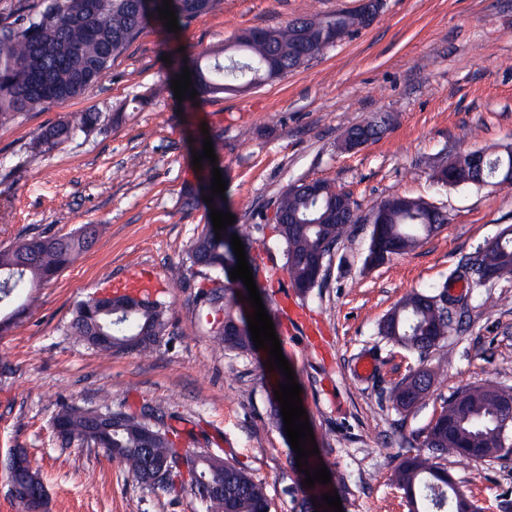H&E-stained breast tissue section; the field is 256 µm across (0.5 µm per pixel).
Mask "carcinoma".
Here are the masks:
<instances>
[{
    "label": "carcinoma",
    "instance_id": "1",
    "mask_svg": "<svg viewBox=\"0 0 512 512\" xmlns=\"http://www.w3.org/2000/svg\"><path fill=\"white\" fill-rule=\"evenodd\" d=\"M217 0H172L179 20L208 14ZM157 9H146L141 0H38L18 3L9 14L0 15V122L19 112H30L48 103H65L82 96L97 84L113 61L155 18ZM364 24L361 14L336 12L316 18H297L279 30L249 29L237 34L227 46L225 58L189 60L200 92L217 94L237 86H259L296 70L313 55L335 45L336 32L349 33ZM99 112H84L73 121L62 120L46 128L38 142L57 147L78 132H91L101 125ZM389 117H375L352 125L342 142L364 145L379 138ZM483 172L468 180H448L455 159L432 170L431 178L451 187L512 185V151H484ZM359 221L349 194L323 180L291 184L275 202L271 229L282 253L283 268L291 286L306 293L320 285L314 267L331 257ZM448 223L441 208L423 198L394 195L376 204L371 215L372 233L367 267L392 255L413 250L422 239ZM261 224H234L216 239L214 228L203 230L188 246L186 261L224 275L203 296L212 306L224 303V321L214 331L218 345L250 352L255 347L248 329L247 313L235 311L238 295L229 278L237 259L231 235H237L245 252L268 248ZM97 226L52 235L21 239L0 248V331L6 330L26 306L11 307L15 298L39 288L57 276L93 244ZM494 279L512 277V236L493 241L458 265L454 273L476 286L484 274ZM111 313L96 316L90 300L75 309L71 327L78 339L90 343L97 331L112 337L106 345H93L104 355L135 352L148 355L167 335V306L159 299L129 294L101 299ZM448 283L429 293L412 290L379 324V334L424 359L440 350L436 365L419 367L391 394L395 408L409 411L428 394L440 369L448 363ZM101 415L112 416L107 432H91L89 423ZM63 427L65 445L103 448L121 463L142 486L153 491H187L198 501L201 512H269L266 485L246 468L206 450L180 453L177 432L166 414L151 411L141 415L121 409L65 406L53 417ZM422 446L429 452L406 456L394 470V483L402 490L409 512H466L471 501L456 487L447 472L433 466L429 457L458 453L477 460L503 459L512 455V388L475 385L444 401L435 423L428 428ZM326 485L314 488L297 502L299 512H315Z\"/></svg>",
    "mask_w": 512,
    "mask_h": 512
}]
</instances>
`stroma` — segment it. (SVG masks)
<instances>
[{
  "mask_svg": "<svg viewBox=\"0 0 512 512\" xmlns=\"http://www.w3.org/2000/svg\"><path fill=\"white\" fill-rule=\"evenodd\" d=\"M359 0H219L171 32L152 22L83 96L0 123V247L94 224L99 235L0 334V512H19L6 459L26 449L49 493V512H199L186 493L150 492L101 448L63 446L52 428L61 406L108 402L129 413L171 414L182 448H206L266 484L271 512H294L306 493L284 428L271 419L281 379L269 353L218 348L220 307L200 303L208 269L188 266L189 243L211 222L212 171L226 183L236 223L271 214L289 185L325 180L351 194L360 215L393 194L442 207L448 222L415 249L368 269L371 227L337 245L319 288L296 295L277 250L247 261L272 271L261 300L289 303L275 332L302 392L320 460L342 512H408L393 483L444 398L477 384L512 387V280L464 289L448 333V364L415 409L394 408L395 385L417 354L379 336V321L411 290L445 282L458 263L512 227V186L450 188L430 165L480 148L512 146V0H385L372 25L347 35L288 75L241 92L177 100L179 62L223 54L243 29H279L299 17L353 11ZM108 116L104 131L47 149L36 139L69 115ZM386 114L380 138L354 151L343 130ZM220 143L216 168H195L204 140ZM183 266L174 281L170 270ZM146 272L168 307L170 333L148 357L105 356L78 341L79 303L113 294ZM376 360L359 377V358ZM481 512H512V457L437 460Z\"/></svg>",
  "mask_w": 512,
  "mask_h": 512,
  "instance_id": "35a3bbf8",
  "label": "stroma"
}]
</instances>
